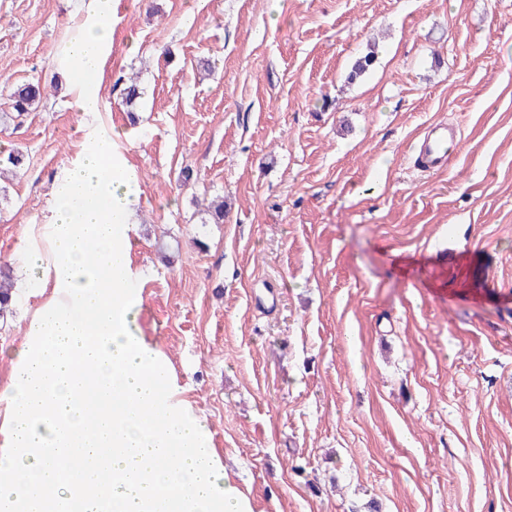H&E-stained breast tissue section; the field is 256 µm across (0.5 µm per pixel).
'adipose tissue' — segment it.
<instances>
[{
  "label": "adipose tissue",
  "mask_w": 512,
  "mask_h": 512,
  "mask_svg": "<svg viewBox=\"0 0 512 512\" xmlns=\"http://www.w3.org/2000/svg\"><path fill=\"white\" fill-rule=\"evenodd\" d=\"M112 0H82L60 49L77 111L99 112ZM54 189L45 249L21 285L46 292L0 389V512H250L205 420L160 394L168 363L134 331L127 228L135 173L92 127Z\"/></svg>",
  "instance_id": "obj_1"
}]
</instances>
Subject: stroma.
<instances>
[{
  "instance_id": "obj_1",
  "label": "stroma",
  "mask_w": 512,
  "mask_h": 512,
  "mask_svg": "<svg viewBox=\"0 0 512 512\" xmlns=\"http://www.w3.org/2000/svg\"><path fill=\"white\" fill-rule=\"evenodd\" d=\"M77 5L0 0V76L47 91L0 123L16 268L86 145L58 62ZM112 31L136 332L252 512H512V0H112ZM436 121L462 142L425 174ZM43 301L18 292L1 351ZM458 127L446 122L428 125L418 137L417 169L430 174L444 170L460 147Z\"/></svg>"
}]
</instances>
